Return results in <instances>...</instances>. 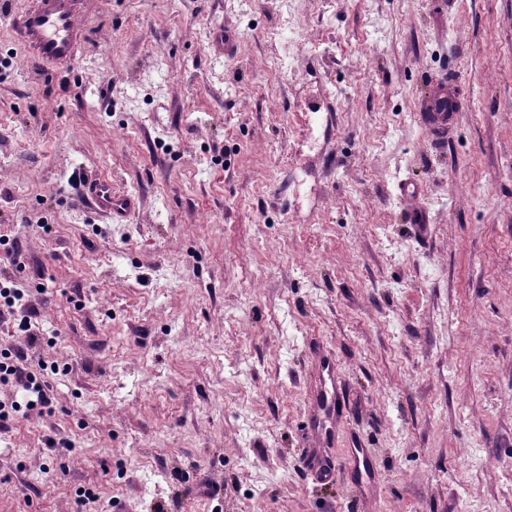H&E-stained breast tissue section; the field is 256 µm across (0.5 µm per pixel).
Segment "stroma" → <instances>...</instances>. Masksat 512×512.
Returning <instances> with one entry per match:
<instances>
[{
    "instance_id": "35a3bbf8",
    "label": "stroma",
    "mask_w": 512,
    "mask_h": 512,
    "mask_svg": "<svg viewBox=\"0 0 512 512\" xmlns=\"http://www.w3.org/2000/svg\"><path fill=\"white\" fill-rule=\"evenodd\" d=\"M34 2L0 0V269L46 342L0 350L68 372L0 434V512H512V0H86L57 67ZM323 355L349 411L314 412ZM356 441L367 489L313 480ZM464 108V101L461 97L448 89H440L428 100L424 119L436 131H444L448 122L453 120L457 112ZM74 181L83 188V200L90 207L99 211L118 213L126 212L131 207V200L124 195L112 193V182L102 177H89L78 172Z\"/></svg>"
}]
</instances>
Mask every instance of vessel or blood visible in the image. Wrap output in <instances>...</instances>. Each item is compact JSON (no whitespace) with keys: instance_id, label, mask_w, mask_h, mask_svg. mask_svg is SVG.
Wrapping results in <instances>:
<instances>
[{"instance_id":"b4317fda","label":"vessel or blood","mask_w":512,"mask_h":512,"mask_svg":"<svg viewBox=\"0 0 512 512\" xmlns=\"http://www.w3.org/2000/svg\"><path fill=\"white\" fill-rule=\"evenodd\" d=\"M84 13V0H40L36 10L18 15L15 23L33 56L44 63L65 65L75 55ZM463 108L461 97L441 89L428 100L424 119L434 130L443 131ZM74 180L83 189L84 202L94 209L118 213L131 207L129 197L113 193L109 179L80 172Z\"/></svg>"}]
</instances>
